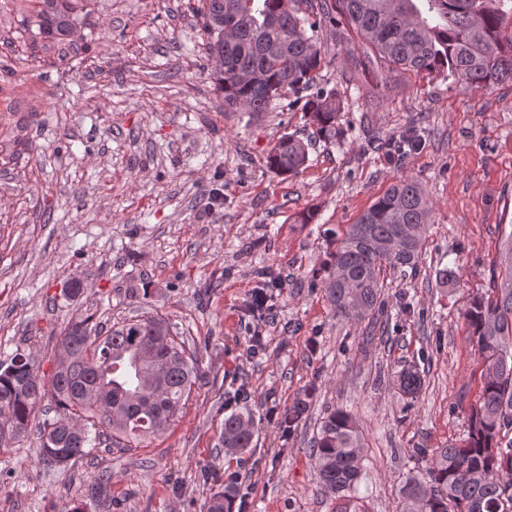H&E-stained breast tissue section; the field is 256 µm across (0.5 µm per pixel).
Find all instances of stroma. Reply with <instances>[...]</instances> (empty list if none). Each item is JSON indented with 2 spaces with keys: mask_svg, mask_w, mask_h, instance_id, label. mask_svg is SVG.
Masks as SVG:
<instances>
[{
  "mask_svg": "<svg viewBox=\"0 0 512 512\" xmlns=\"http://www.w3.org/2000/svg\"><path fill=\"white\" fill-rule=\"evenodd\" d=\"M30 7L0 0V67L13 71L0 77V362L25 351L51 375L70 319L110 328L151 311L196 351L199 379L163 433L132 448L101 443L63 467L42 462L37 408L23 440L0 452V512H202L229 487L238 512H396L425 467L420 449L461 444L479 392L463 312L490 288L512 232V85L364 74L357 36L319 32L321 85L359 91L340 114L344 138L280 175L266 157L284 134L309 133L302 105L286 93L257 116L225 109L194 0H92L77 29L86 48L64 59L15 51ZM417 120L424 141L404 161L366 140ZM403 176L426 191L434 221L417 275H386L385 329L366 345L363 325L336 318L309 278L334 236ZM263 267L288 284L270 290L273 317L261 324L251 303ZM445 267L452 283L436 276ZM74 277L84 292L70 298ZM412 365L424 377L413 399L397 389ZM311 386L306 421L282 436L278 411ZM337 407L366 439L350 501L321 493L309 456ZM246 408L257 446L225 453L224 418ZM103 471L111 499L91 501Z\"/></svg>",
  "mask_w": 512,
  "mask_h": 512,
  "instance_id": "stroma-1",
  "label": "stroma"
}]
</instances>
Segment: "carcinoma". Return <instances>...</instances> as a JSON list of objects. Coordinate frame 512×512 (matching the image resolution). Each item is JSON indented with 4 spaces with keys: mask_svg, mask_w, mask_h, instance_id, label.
<instances>
[{
    "mask_svg": "<svg viewBox=\"0 0 512 512\" xmlns=\"http://www.w3.org/2000/svg\"><path fill=\"white\" fill-rule=\"evenodd\" d=\"M22 22L32 35L60 44L65 58L91 0H33ZM197 14L209 41L207 59L224 92V104L252 115L269 109L283 91L305 101L310 138L336 143L343 97L319 83L324 62L312 36L341 25L356 30L376 66L462 80L483 90L512 84V0H199ZM412 129L385 142L403 157L415 149ZM309 161V144L293 134L280 138L266 166L295 175ZM432 205L415 181L401 177L335 240L313 288L325 290L336 316L358 323L383 311L384 272H416ZM464 317L484 364L480 389L468 415L467 438L436 449L424 473L402 489L400 512H512V234L500 253V272L485 295L472 298ZM60 355L45 383L31 355L17 352L0 363V446L20 441L41 402L50 397L56 415L40 428L42 460L65 466L100 437L126 447L156 435L175 421L198 379V361L167 319L144 313L107 333L89 319L71 321L58 339ZM423 378L407 368L399 391L415 397ZM308 390L280 414L290 435L310 408ZM255 419L248 409L224 417V447H254ZM364 434L347 411L336 408L321 421L312 460L323 493L346 498L361 478ZM232 494L218 491L206 512H232Z\"/></svg>",
    "mask_w": 512,
    "mask_h": 512,
    "instance_id": "cac0c4a2",
    "label": "carcinoma"
}]
</instances>
